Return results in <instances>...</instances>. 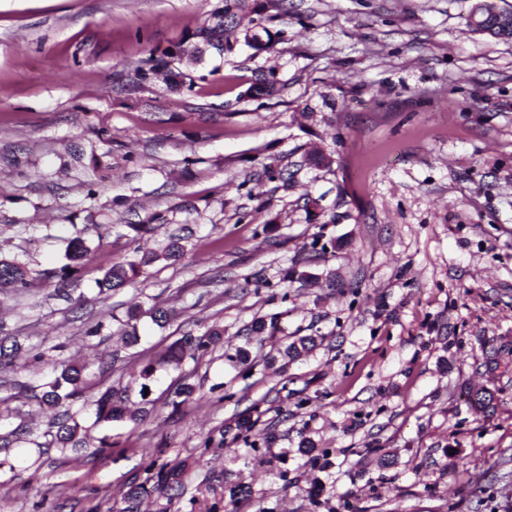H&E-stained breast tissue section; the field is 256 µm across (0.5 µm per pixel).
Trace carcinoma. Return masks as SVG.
Masks as SVG:
<instances>
[{"label":"carcinoma","instance_id":"1","mask_svg":"<svg viewBox=\"0 0 512 512\" xmlns=\"http://www.w3.org/2000/svg\"><path fill=\"white\" fill-rule=\"evenodd\" d=\"M264 4L262 0H220L219 5L210 13L209 18L193 34L197 44L194 50L203 45L216 50L218 53L230 52L234 49L232 43L224 38L226 28H242V32L254 30L252 39L268 45L272 41V34L264 24ZM274 89L273 81L265 77H257L247 88V94L252 97L269 95ZM183 255L182 246L172 242L164 255L144 253L139 257L116 262L108 269L102 279L98 281L99 292L122 288L130 284L144 266L163 258L165 260H178ZM26 284L25 269L13 262L0 261V288ZM224 330L212 327L203 335L186 336L171 344L166 352L157 360L141 358L137 376L145 382H150L157 372L165 366H177L181 363L184 350L190 348L194 351H206L223 341ZM314 346V339L303 337L279 350L280 357L286 362L299 358L309 352ZM20 357V349L16 343H8V337H0V368L13 367ZM18 388L29 391L41 406L55 409L65 403H73L86 392L94 389L98 393L92 396L90 404L94 406L95 422H110L122 417L126 412L125 390L115 387H98L93 376L87 373L84 366H66L60 375L40 385L20 384ZM471 406L478 412L486 414L494 411V395L490 392H477L469 397ZM77 413L65 410L55 414L52 426L56 428L54 440L59 448H67L76 444L75 438L80 429L76 419ZM185 473V464L181 462L172 465H163L147 477L145 481L133 484L127 490L124 501L126 506L123 512H140V505L144 498L163 491H175L181 488Z\"/></svg>","mask_w":512,"mask_h":512}]
</instances>
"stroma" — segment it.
<instances>
[{"label": "stroma", "instance_id": "obj_1", "mask_svg": "<svg viewBox=\"0 0 512 512\" xmlns=\"http://www.w3.org/2000/svg\"><path fill=\"white\" fill-rule=\"evenodd\" d=\"M263 2L266 50L175 59L176 87L142 71L218 0H0V259L27 270L0 290L22 346L0 370V512H120L149 465L182 460L179 493L141 512H512V38L469 26L476 0ZM258 71L276 92L244 98ZM174 236L180 261L98 297ZM77 237L85 264L61 276ZM156 304L178 312L162 328ZM214 326L223 346L142 385L140 354ZM300 336L313 350L276 361ZM71 363L146 416L84 411V442L56 447L17 387ZM182 381L199 398L176 412ZM160 256L154 253H143L140 258L127 259L125 261L116 262L108 269L102 279L98 281L99 294L104 292V289L109 291L111 289L122 288L130 284L139 274L143 266H147Z\"/></svg>", "mask_w": 512, "mask_h": 512}]
</instances>
